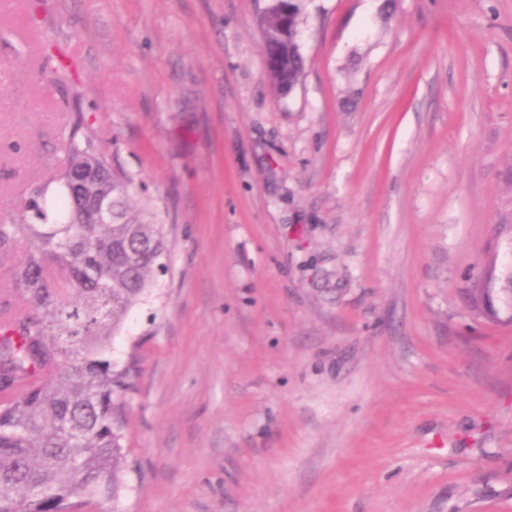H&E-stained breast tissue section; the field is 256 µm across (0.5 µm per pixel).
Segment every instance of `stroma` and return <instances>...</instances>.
<instances>
[{
	"mask_svg": "<svg viewBox=\"0 0 512 512\" xmlns=\"http://www.w3.org/2000/svg\"><path fill=\"white\" fill-rule=\"evenodd\" d=\"M0 6V220L74 113L169 244L112 342L126 487L84 512H512V0ZM292 14L288 19V34L284 37L275 39L273 31L280 17L261 15L258 18V26L262 33L265 57L267 54L275 52L276 65L267 68V77L271 87L276 94H280L282 84H297L303 75L305 61L300 53L296 36L298 33V18L301 12V6L297 0H291Z\"/></svg>",
	"mask_w": 512,
	"mask_h": 512,
	"instance_id": "stroma-1",
	"label": "stroma"
}]
</instances>
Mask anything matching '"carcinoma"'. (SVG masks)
<instances>
[{"label": "carcinoma", "instance_id": "1", "mask_svg": "<svg viewBox=\"0 0 512 512\" xmlns=\"http://www.w3.org/2000/svg\"><path fill=\"white\" fill-rule=\"evenodd\" d=\"M301 6L292 0L288 34L278 19L258 26L275 92L296 84L305 61L296 36ZM67 158L54 177L51 205L0 224V263L20 246L25 257L0 290V512H79L115 499L124 486L122 428L131 369L112 362L133 303L151 293L168 243L157 213L136 209L133 175L110 163L77 113L65 137ZM95 167V193L112 201L100 221L70 190V175Z\"/></svg>", "mask_w": 512, "mask_h": 512}]
</instances>
